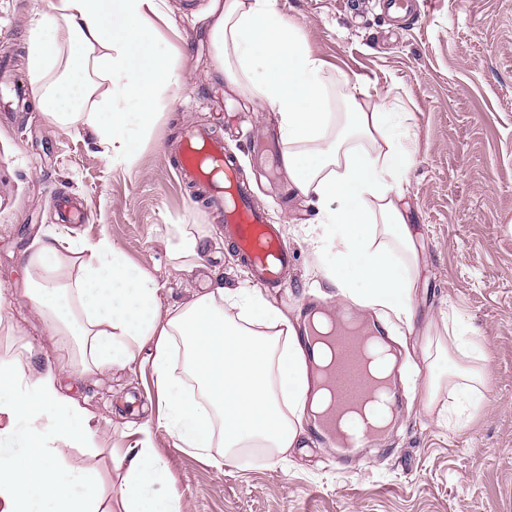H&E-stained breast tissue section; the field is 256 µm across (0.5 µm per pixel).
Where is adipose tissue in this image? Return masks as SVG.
<instances>
[{
  "label": "adipose tissue",
  "mask_w": 512,
  "mask_h": 512,
  "mask_svg": "<svg viewBox=\"0 0 512 512\" xmlns=\"http://www.w3.org/2000/svg\"><path fill=\"white\" fill-rule=\"evenodd\" d=\"M157 0H52L27 39V69L42 112L60 128L81 125L126 164L138 159L140 134L152 113L111 106L102 80L119 78L143 104L178 84L170 57L157 45L150 15ZM209 37L224 79L246 87L279 116L287 149L283 169L300 194L314 197L331 233L317 251L334 249L325 276L339 296L378 309L404 326L413 322L410 268L417 260L402 183L414 163L400 130L404 113L386 100L368 105L345 79L350 110L328 107L325 63L278 6V0H211ZM368 140L362 148L360 140ZM21 284L39 317L58 336L56 361L20 371L0 358V512H100L101 472L72 468L71 448H94L99 428L73 395L76 380L126 367L142 350L162 409L138 423L125 456L121 512H182L162 491L169 466L154 447L153 428L179 447L223 449L216 468L236 448L282 454L304 432L306 410L320 411L327 395L307 399L303 349L287 316L253 288H216L191 304L163 309L162 284L132 267L110 237L37 240ZM453 326L452 343L472 366L431 373L447 381L451 413L483 408L485 353ZM198 397L173 376V349Z\"/></svg>",
  "instance_id": "1"
}]
</instances>
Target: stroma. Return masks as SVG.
I'll return each instance as SVG.
<instances>
[{
    "mask_svg": "<svg viewBox=\"0 0 512 512\" xmlns=\"http://www.w3.org/2000/svg\"><path fill=\"white\" fill-rule=\"evenodd\" d=\"M50 0H0V66L26 75L25 40ZM209 0H163L157 39L183 82L169 88L139 158L126 165L108 156L81 126L59 128L29 98L24 109L0 112V286L22 282L23 256L36 229L71 239L107 233L129 263L163 284V307L196 292L250 284L247 269L224 240V212L206 205L195 186L172 169L183 126L212 131L233 154L268 223L279 225L296 263L288 285L262 296L290 321L303 297L338 300L314 250L324 235L319 208L296 193L268 149L277 136L274 113L245 89L229 85L205 19ZM281 10L327 64L329 109H347L342 76H359L361 97L389 94L406 113L415 163L403 182L418 263L412 270V328H386L402 351L403 401L387 451L369 448L347 469L332 448L303 439L285 457L261 448L214 468L209 456L180 448L161 429L153 441L169 464L165 493L183 512H512V0H426L420 14L393 25L380 0H279ZM71 199L82 222L57 221L56 200ZM201 236L203 268L187 272L167 242L171 225ZM457 316L487 356L488 402L464 424L444 421L440 391L426 401L428 353L448 339ZM56 339L16 295L0 314V357L41 367ZM74 397L95 414L102 435L94 451L69 449L75 468L104 474V508L117 512L134 443L129 425L156 408L149 370L140 363L82 379Z\"/></svg>",
    "mask_w": 512,
    "mask_h": 512,
    "instance_id": "35a3bbf8",
    "label": "stroma"
}]
</instances>
